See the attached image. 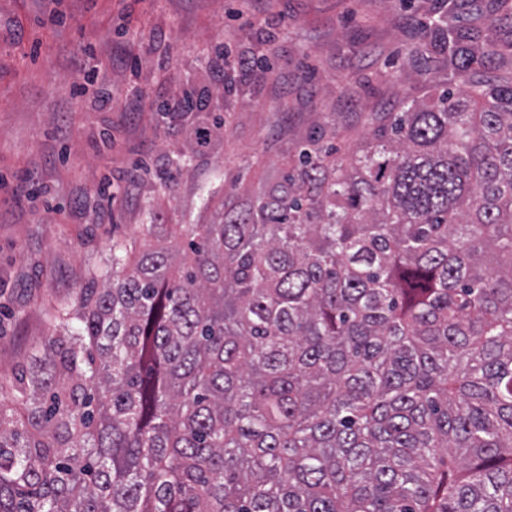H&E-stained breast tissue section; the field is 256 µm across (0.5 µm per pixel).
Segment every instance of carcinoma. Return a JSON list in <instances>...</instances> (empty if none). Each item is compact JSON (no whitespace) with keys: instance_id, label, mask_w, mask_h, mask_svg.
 <instances>
[{"instance_id":"obj_1","label":"carcinoma","mask_w":512,"mask_h":512,"mask_svg":"<svg viewBox=\"0 0 512 512\" xmlns=\"http://www.w3.org/2000/svg\"><path fill=\"white\" fill-rule=\"evenodd\" d=\"M316 121L178 243L112 244L0 405V512H512V81ZM221 126L195 125L189 149ZM76 326L79 332H71Z\"/></svg>"}]
</instances>
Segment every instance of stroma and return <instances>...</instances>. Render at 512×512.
<instances>
[{
    "mask_svg": "<svg viewBox=\"0 0 512 512\" xmlns=\"http://www.w3.org/2000/svg\"><path fill=\"white\" fill-rule=\"evenodd\" d=\"M434 0H0V384L42 355L47 311L70 300L112 243L207 224L257 189L316 118L336 141L366 112L463 88L423 38ZM484 39L505 48L485 78L512 77V0ZM149 96L123 105L129 89ZM203 92L224 138L180 157L194 115L157 105ZM215 189L205 198V189Z\"/></svg>",
    "mask_w": 512,
    "mask_h": 512,
    "instance_id": "1",
    "label": "stroma"
}]
</instances>
